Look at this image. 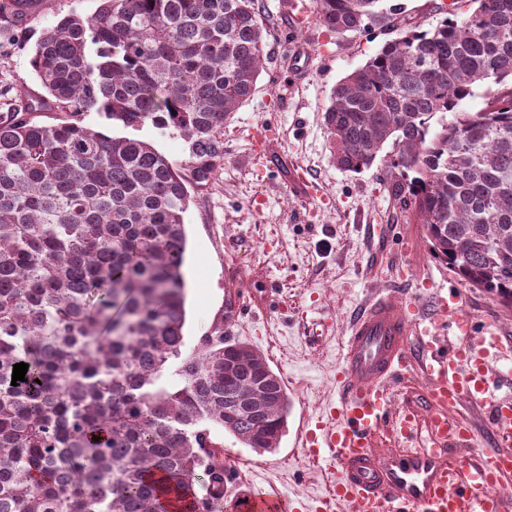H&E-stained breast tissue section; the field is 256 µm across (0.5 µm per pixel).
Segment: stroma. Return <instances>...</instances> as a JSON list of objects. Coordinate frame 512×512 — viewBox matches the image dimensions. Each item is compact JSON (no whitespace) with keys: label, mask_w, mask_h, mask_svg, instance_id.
I'll use <instances>...</instances> for the list:
<instances>
[{"label":"stroma","mask_w":512,"mask_h":512,"mask_svg":"<svg viewBox=\"0 0 512 512\" xmlns=\"http://www.w3.org/2000/svg\"><path fill=\"white\" fill-rule=\"evenodd\" d=\"M262 2L267 37L261 74L251 98L224 122V156L211 178L194 181L189 146L180 136L150 126L140 136L189 180L187 348L223 323L225 335L264 355L288 393L287 427L274 451L258 452L216 432L231 475L224 504L265 492L312 508L327 496L336 469L306 455L300 432L338 402L336 364L347 319L371 290L393 288L423 312L430 298L455 292L475 331L509 337L512 311L433 258L421 225L389 194L386 156L359 173L342 171L333 161L324 123L332 91L395 30L382 22L341 35L320 23L316 0H302L305 10L296 19L288 0ZM39 3L21 34L0 45V79L35 95L41 89L29 60L43 30L73 12L92 15L99 0ZM294 166L317 185L316 195L294 191ZM367 224L390 225V238L367 244ZM393 252L400 264L372 274ZM228 303L234 310L226 319Z\"/></svg>","instance_id":"35a3bbf8"}]
</instances>
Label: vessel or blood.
I'll return each mask as SVG.
<instances>
[{
  "instance_id": "vessel-or-blood-1",
  "label": "vessel or blood",
  "mask_w": 512,
  "mask_h": 512,
  "mask_svg": "<svg viewBox=\"0 0 512 512\" xmlns=\"http://www.w3.org/2000/svg\"><path fill=\"white\" fill-rule=\"evenodd\" d=\"M431 322L447 326L453 341L418 331L411 306L394 296L373 297L353 314L337 364L339 403L305 434L311 455L340 466L324 512H512L498 493L512 483V452L453 453L474 440L473 425L457 413L470 401L491 398L497 436L512 438V394L495 396L501 379L487 367L502 339L473 335L455 301L437 300ZM414 366L426 380L420 412L394 406ZM384 423L395 449L374 446Z\"/></svg>"
}]
</instances>
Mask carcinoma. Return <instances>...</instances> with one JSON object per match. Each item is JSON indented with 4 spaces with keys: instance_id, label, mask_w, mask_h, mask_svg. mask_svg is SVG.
Segmentation results:
<instances>
[{
    "instance_id": "obj_1",
    "label": "carcinoma",
    "mask_w": 512,
    "mask_h": 512,
    "mask_svg": "<svg viewBox=\"0 0 512 512\" xmlns=\"http://www.w3.org/2000/svg\"><path fill=\"white\" fill-rule=\"evenodd\" d=\"M31 2L0 0V36ZM99 2L44 29L30 58L43 94L0 115V512H223L212 431L271 451L288 397L222 327L185 348L190 195L134 132L179 133L208 180L267 32L258 0ZM379 2L317 0L319 18L361 32L387 18ZM471 2L386 41L336 85L325 123L343 171L391 146V193L433 257L512 310V0ZM489 82L486 107L462 111Z\"/></svg>"
}]
</instances>
